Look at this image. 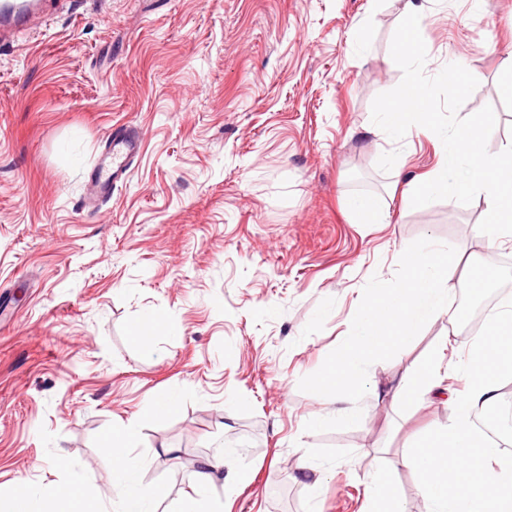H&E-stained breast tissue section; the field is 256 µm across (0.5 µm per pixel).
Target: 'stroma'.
<instances>
[{
  "instance_id": "obj_1",
  "label": "stroma",
  "mask_w": 512,
  "mask_h": 512,
  "mask_svg": "<svg viewBox=\"0 0 512 512\" xmlns=\"http://www.w3.org/2000/svg\"><path fill=\"white\" fill-rule=\"evenodd\" d=\"M426 75L450 63L478 87L460 116L492 106L491 153L512 143V0H417ZM401 0H73L0 45V493L80 477L113 512L112 429L136 422L144 483L174 512L195 488L186 457L239 446L252 477L205 495L222 512H367L381 474L405 512H426L410 443L451 413L365 396L359 425L309 432L331 407L300 391L349 334L372 276L405 248L452 245L455 289L512 243L477 235L486 202L412 207L394 182L438 164L442 145L374 133V98L402 72L390 45ZM141 148L111 196L84 206L112 131ZM376 195L379 223L350 202ZM160 313L182 335L131 336ZM472 335L440 316L368 370L385 389L427 354ZM177 393L164 419L148 398ZM314 471L301 472V459Z\"/></svg>"
}]
</instances>
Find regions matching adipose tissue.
<instances>
[{"instance_id":"1","label":"adipose tissue","mask_w":512,"mask_h":512,"mask_svg":"<svg viewBox=\"0 0 512 512\" xmlns=\"http://www.w3.org/2000/svg\"><path fill=\"white\" fill-rule=\"evenodd\" d=\"M440 355H431L426 363L401 376L392 397L402 404H409L432 393L439 386ZM138 445L135 423H128L107 437L103 452L113 461L112 499L116 512H153L152 506L159 498L156 488L143 484L138 477L139 460L132 450ZM239 452L224 449L220 454L202 463L196 480L201 489L210 486L216 474H223L227 483H247L250 473L238 461ZM0 512H98L88 499L79 479L66 485H46L39 490L16 486L9 494L0 495Z\"/></svg>"}]
</instances>
